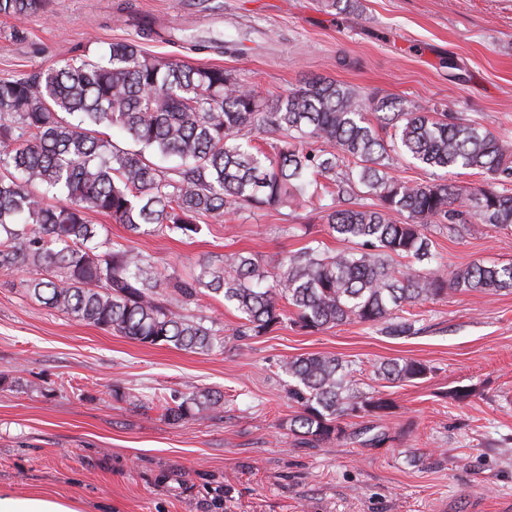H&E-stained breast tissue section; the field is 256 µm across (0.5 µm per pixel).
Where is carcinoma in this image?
Segmentation results:
<instances>
[{
  "label": "carcinoma",
  "mask_w": 512,
  "mask_h": 512,
  "mask_svg": "<svg viewBox=\"0 0 512 512\" xmlns=\"http://www.w3.org/2000/svg\"><path fill=\"white\" fill-rule=\"evenodd\" d=\"M46 3L0 0V15L23 21ZM134 25L163 37L152 17ZM368 112L392 130L390 141ZM103 127L126 133L134 148L113 143ZM256 132L277 135L270 150L255 144ZM396 155L447 173L477 170L485 180H399L389 174ZM511 183L512 142L451 113L325 78L270 100L222 67L150 57L134 40L112 43L96 61L75 57L34 77L0 78V271L28 272L20 286L31 298L143 345L219 347L203 318L162 305L163 288L187 301L204 290L223 298L239 313L240 338L287 319L314 332L385 322L450 291H511L512 266L474 261L446 273L432 264L428 237L433 224L455 235L473 223L512 227ZM361 190L375 202L355 201ZM313 201L332 235L352 247L332 252L314 238L272 269L250 253L224 254L185 278L164 274L152 255L110 241L89 220L106 216L133 237L167 229L191 239L231 210ZM284 369L288 399L299 406L288 430L306 444L342 436L349 418L392 408L358 389L335 355L301 356ZM428 373L411 358L376 371L393 382ZM222 404V394L201 390L164 410L178 421Z\"/></svg>",
  "instance_id": "carcinoma-1"
}]
</instances>
